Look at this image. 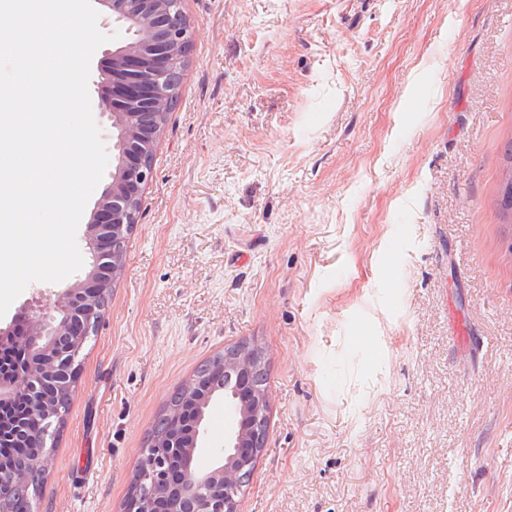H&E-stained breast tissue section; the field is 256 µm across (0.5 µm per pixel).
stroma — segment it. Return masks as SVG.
Here are the masks:
<instances>
[{
    "mask_svg": "<svg viewBox=\"0 0 512 512\" xmlns=\"http://www.w3.org/2000/svg\"><path fill=\"white\" fill-rule=\"evenodd\" d=\"M183 8L179 101L34 512H121L171 393L241 342L271 408L239 512H512V0ZM502 162L504 164L505 171L508 172V177L506 179L503 178V181L498 189V195H497V206L499 213L501 215V218L503 219V216H508L510 218L509 224H512V191L510 196V202H508L507 199V193H506V187L510 180V177L512 178V139L510 138L507 140L503 145L502 150Z\"/></svg>",
    "mask_w": 512,
    "mask_h": 512,
    "instance_id": "obj_1",
    "label": "stroma"
}]
</instances>
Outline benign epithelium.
<instances>
[{"mask_svg": "<svg viewBox=\"0 0 512 512\" xmlns=\"http://www.w3.org/2000/svg\"><path fill=\"white\" fill-rule=\"evenodd\" d=\"M112 12L113 20L126 32L137 29L136 38L124 40L103 53L101 81L97 84L102 112L116 131L117 163L112 181L98 199L83 235L90 255L85 278L56 295L45 305L24 313L10 328H0V340L26 326V357L7 376L0 375V407L17 393L29 401L30 416L42 420V443L63 419L62 408L78 380L83 345L76 336L97 330L116 280L123 271L126 240L138 224L143 194L152 178L151 158L164 131V117L179 93L175 70L187 63L192 40L190 22L182 0H99ZM265 366L262 352L248 343L237 345L226 356L220 371L228 384L207 388L198 373L181 385L185 398L197 408L194 426L201 432L211 402L224 398L232 413L224 430V451L209 459L197 457L198 444L185 445L176 433L151 438L127 496L124 512H151L154 501L171 489L165 465H158L155 448H179L180 500L190 504L172 512H238L246 491L242 473L256 467L266 445L265 420L270 411L268 392L255 387L242 371ZM25 436L23 421L4 427L0 420V443ZM46 472L33 463L18 474L0 459V488L20 504H30L31 486L44 482Z\"/></svg>", "mask_w": 512, "mask_h": 512, "instance_id": "7a95c632", "label": "benign epithelium"}]
</instances>
